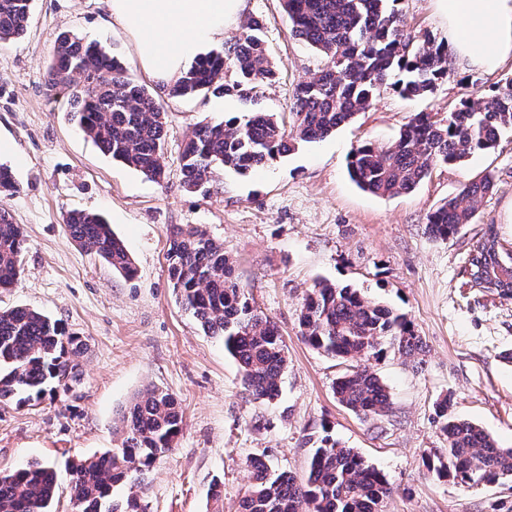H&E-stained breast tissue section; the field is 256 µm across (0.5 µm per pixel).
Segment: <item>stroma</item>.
I'll return each instance as SVG.
<instances>
[{
	"instance_id": "1",
	"label": "stroma",
	"mask_w": 512,
	"mask_h": 512,
	"mask_svg": "<svg viewBox=\"0 0 512 512\" xmlns=\"http://www.w3.org/2000/svg\"><path fill=\"white\" fill-rule=\"evenodd\" d=\"M406 32L448 39L436 0H398ZM279 67L257 97L258 109L288 114L295 86L325 58L290 32L281 0H248ZM100 44L144 85L165 117L163 183L104 154L69 120V95H48L45 76L59 34ZM434 91L408 99L381 91L372 107L326 139L301 143L264 168L224 172L210 193L182 186L181 153L198 123L242 116L237 93L173 98L142 69L132 37L112 23L103 0H33L26 34L0 43V165L19 190L0 195L23 230V271L0 291V309L44 312L80 336L79 375L64 393L19 406L0 403V471L32 462L56 473L57 512H71L72 461L118 447L112 427L130 401L156 386L182 405L175 448L161 454L136 493L147 512H237L249 484L247 462L261 459L303 478L322 438L359 452L381 470L393 494L385 512H512V481L465 488L426 467L446 447L434 403L452 395L453 414L512 448V298L463 284L462 269L480 225L512 242V138L461 166L437 164L412 192L378 197L349 178L351 152L392 140L410 116H446L476 87L512 77L449 63ZM492 174L478 221L440 240L427 215L468 181ZM103 214L123 240L136 273L127 278L82 251L64 215ZM189 224L222 242L237 282L274 321L287 347L278 398L252 400L236 360L185 312L169 281V229ZM357 289L404 314L421 336L420 361L386 353L371 364L387 385L392 410L365 417L342 406L333 386L343 367L301 338L298 317L317 282ZM220 485L221 501L210 497Z\"/></svg>"
}]
</instances>
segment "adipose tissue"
Here are the masks:
<instances>
[{
    "label": "adipose tissue",
    "instance_id": "adipose-tissue-1",
    "mask_svg": "<svg viewBox=\"0 0 512 512\" xmlns=\"http://www.w3.org/2000/svg\"><path fill=\"white\" fill-rule=\"evenodd\" d=\"M454 60L485 72L512 61V0H437ZM113 22L134 39L143 70L169 87L204 48L243 19L247 0H105Z\"/></svg>",
    "mask_w": 512,
    "mask_h": 512
}]
</instances>
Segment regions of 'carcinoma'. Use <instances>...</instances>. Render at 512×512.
Here are the masks:
<instances>
[{
    "label": "carcinoma",
    "mask_w": 512,
    "mask_h": 512,
    "mask_svg": "<svg viewBox=\"0 0 512 512\" xmlns=\"http://www.w3.org/2000/svg\"><path fill=\"white\" fill-rule=\"evenodd\" d=\"M397 0H282L292 34L322 53L327 64L311 80L297 85L288 119L252 112L218 124L202 123L181 156L182 184L207 192L221 173L245 174L291 151L298 142L322 140L367 111L380 89L390 86L406 97L432 92L448 75V45L426 34L416 41L405 33ZM32 0H0V42L25 31ZM277 75L262 38V24L249 18L228 52L199 58L169 90L172 97L236 91L257 94ZM49 90L71 91V120L112 159L160 182L165 122L162 106L144 87L126 76L115 56L77 36L56 39L47 69ZM512 134V78L492 92L475 91L461 106L437 119L413 115L399 135L383 146L363 143L349 160L352 180L363 191L394 196L416 189L434 163H464L476 152L495 150ZM493 188L486 174L465 184L427 216L425 230L448 240L476 223L478 203ZM73 241L85 252L131 277L133 261L105 218L70 210L64 218ZM168 274L183 309L203 332L223 341L241 368L253 399L279 396L287 364L277 326L250 302L233 278L224 244L188 225L170 230ZM23 233L0 210V288L21 275ZM480 291L512 297V257L495 225L487 224L467 257ZM300 334L313 348L345 365L334 392L346 408L368 416L392 409L387 387L365 362L393 351L407 357L423 352L413 325L392 308L354 288L317 283L304 299ZM82 339L51 316L26 307L0 310V400L20 405L48 391L68 388ZM452 399L434 405L435 422L448 447L428 459V469L455 484L474 488L512 480V448H500L475 424L455 417ZM183 427V410L172 394L148 389L122 412L115 430L121 444L101 456L71 466L74 512H147L134 494L113 498L115 488L135 486L132 474L146 475L158 455L169 451ZM252 473L239 512H382L391 486L383 472L358 452L328 438L313 449L308 473L297 480L266 462ZM56 474L48 463H35L0 477V512H53Z\"/></svg>",
    "instance_id": "1"
}]
</instances>
